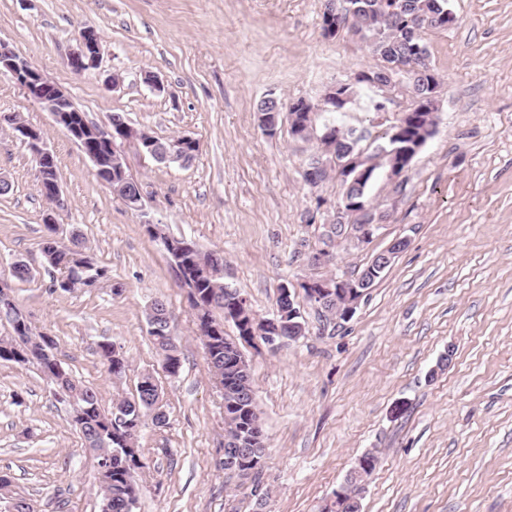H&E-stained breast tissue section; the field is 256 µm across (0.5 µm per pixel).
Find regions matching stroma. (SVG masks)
<instances>
[{"label":"stroma","mask_w":512,"mask_h":512,"mask_svg":"<svg viewBox=\"0 0 512 512\" xmlns=\"http://www.w3.org/2000/svg\"><path fill=\"white\" fill-rule=\"evenodd\" d=\"M456 18L426 32L440 77L434 134L399 176L379 165L367 201L382 213L370 242L325 245L342 187H311L304 171L316 142L295 140L288 119L264 134L266 98L319 104L327 87L355 92L337 126L362 133L374 154L383 132L415 103L408 74L367 108L359 74L376 66L351 29L321 31L323 0H0V41L64 88L87 119L128 124L160 139L199 144L191 164L155 161L135 141L120 144L143 189L133 211L95 175L89 158L10 73L0 74V114L41 129L58 160L65 206L52 210L35 163L0 127V277L25 261L33 274L12 295L54 354L94 388L103 410L134 394L142 373L162 389L167 423L142 426L147 467L136 512H320L357 459L377 467L362 512H512V0H448ZM101 38L99 71L74 74L66 58L81 29ZM154 72L168 91L142 81ZM120 83L109 89L103 74ZM54 212L56 237L80 235L105 278L93 288L52 290L58 272L41 243ZM193 241L224 256V282L257 317L276 312L281 286L359 273L396 239H408L346 321H319L302 299L306 334L242 344L268 437L254 479L229 475L224 400L214 387L188 290L160 240ZM329 249L327 262L313 255ZM164 301L181 367L162 368L147 313ZM124 355L122 378L98 355ZM447 367L438 362L447 349ZM68 400L35 368L0 361V475L35 512H101L97 460L72 425Z\"/></svg>","instance_id":"1"}]
</instances>
